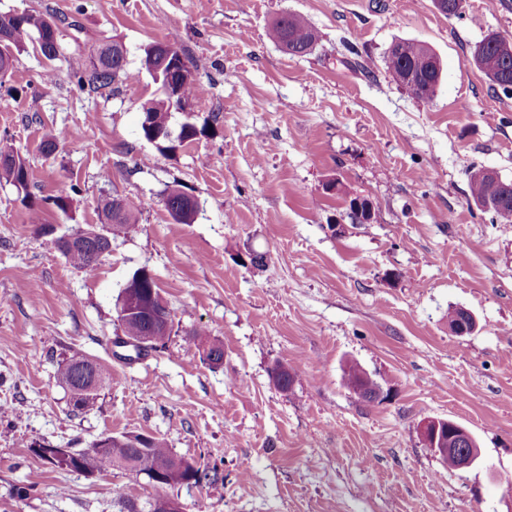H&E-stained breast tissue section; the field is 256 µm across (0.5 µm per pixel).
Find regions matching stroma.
Returning a JSON list of instances; mask_svg holds the SVG:
<instances>
[{
    "instance_id": "35a3bbf8",
    "label": "stroma",
    "mask_w": 512,
    "mask_h": 512,
    "mask_svg": "<svg viewBox=\"0 0 512 512\" xmlns=\"http://www.w3.org/2000/svg\"><path fill=\"white\" fill-rule=\"evenodd\" d=\"M24 10L82 30H64L60 60L26 48L0 83V149L25 160L53 229L41 233L0 181V512H118V487L139 512L157 497L183 512H512L501 481L512 474V223L469 191L479 168L512 180V96L465 61L488 32L512 41V0H465L459 17L434 0H0V14ZM284 12L316 29L309 55L269 39ZM401 38L442 62L432 101L386 73ZM112 40L129 77L88 95L64 59ZM157 41L191 58L205 86L191 116L208 132L173 153L141 133L157 86L139 59ZM174 185L197 199L194 223L168 214ZM357 195L373 205L362 224L348 216ZM106 197L138 203L136 234L103 223ZM80 227L111 237L91 275L50 244ZM141 268L173 324L166 349L129 361L116 299ZM453 308L476 316L474 333L449 331ZM198 326L223 341L222 367L189 347ZM76 353L112 376L85 412L55 379ZM354 363L379 399L345 386ZM278 364L296 373L289 391L271 382ZM430 419L467 428L479 461L441 465L421 438ZM124 433L163 439L224 480L155 487L119 469H54L32 452Z\"/></svg>"
}]
</instances>
